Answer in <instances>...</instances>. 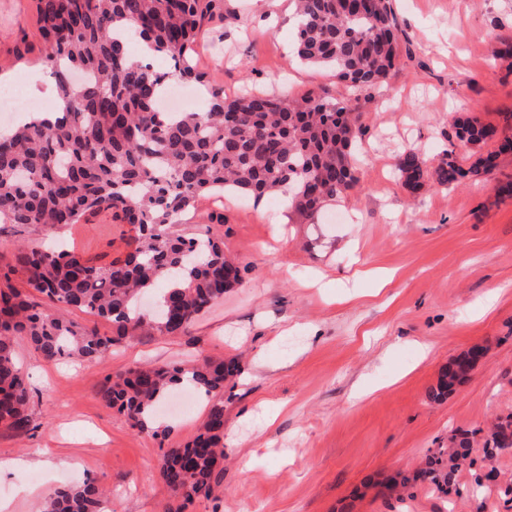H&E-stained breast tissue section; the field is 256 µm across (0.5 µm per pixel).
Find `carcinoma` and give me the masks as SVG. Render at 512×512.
Listing matches in <instances>:
<instances>
[{
  "mask_svg": "<svg viewBox=\"0 0 512 512\" xmlns=\"http://www.w3.org/2000/svg\"><path fill=\"white\" fill-rule=\"evenodd\" d=\"M294 3L299 58L328 69L351 97L323 90L292 101L265 94L227 99L224 87L205 84L192 58L194 43L204 20L223 16V0H37L51 49L46 59L66 106L52 122L30 119L0 134V224L64 228L109 212L134 226L138 240L126 259L107 265L65 248L17 244L0 276L1 425L15 432L30 426V392L15 358L18 339L49 362L103 360L117 341L138 330L187 332L241 282L240 266L224 256L220 243L170 230L200 197L245 191L261 199L295 185L292 208L312 218L356 184L351 157L364 132L361 103L373 100L398 58L390 0H363L353 10L345 0ZM132 36L146 42L153 57L170 60L174 70L159 73L131 57ZM166 77L201 84L204 110H158ZM453 127L459 140L478 147L495 132L476 116L458 118ZM493 167L491 155L466 170L450 154L431 169L414 151L397 161L410 191L426 178L448 187L465 178L481 183ZM14 277L55 309H39L12 284ZM147 291L157 296L153 315L136 304ZM67 309L111 321L117 336L67 320ZM472 369L468 356L456 359L429 399L446 397ZM239 373L234 359H205L189 368L135 366L106 377L105 406L147 432L146 419L183 382L208 397L196 436L162 456L161 477L185 504L210 497L223 479L224 385ZM505 448H512V413L491 425L483 453L493 458ZM471 454L468 434H455L448 450L427 457L400 485L408 493L425 484L448 497L457 471L474 464ZM105 502V491L86 481L56 489L38 512H104Z\"/></svg>",
  "mask_w": 512,
  "mask_h": 512,
  "instance_id": "cac0c4a2",
  "label": "carcinoma"
}]
</instances>
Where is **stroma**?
I'll use <instances>...</instances> for the list:
<instances>
[{
    "instance_id": "1",
    "label": "stroma",
    "mask_w": 512,
    "mask_h": 512,
    "mask_svg": "<svg viewBox=\"0 0 512 512\" xmlns=\"http://www.w3.org/2000/svg\"><path fill=\"white\" fill-rule=\"evenodd\" d=\"M400 59L365 112L355 149L356 185L315 218L280 194H211L182 213L176 231L209 232L243 268L241 283L201 315L189 334L123 339L102 361L49 362L26 341L17 365L31 391L32 428L0 427V454L28 459L0 476L7 512H33L39 491L95 481L112 512H512V448L496 455L497 476L468 496L469 469L455 502L417 486L390 488L468 432L481 450L487 426L512 411V0H390ZM201 70L234 98L295 99L341 92L328 70L296 57L292 2L258 9L224 0L223 22L197 35ZM48 47L36 0H0V85L26 88L14 109L52 101ZM476 115L498 134L481 150L456 139L453 121ZM414 149L428 166L452 152L462 167L496 153L486 183L404 188L396 162ZM131 225L99 214L63 229L0 232V268L18 239H64L83 258L106 263L133 251ZM482 346L485 357L439 402L428 401L448 363ZM237 359L224 389V480L210 498L181 504L160 475L164 447L197 433L207 405L189 413L179 388L158 408L166 440L130 427L106 408L107 374L139 363L189 366L197 357Z\"/></svg>"
}]
</instances>
